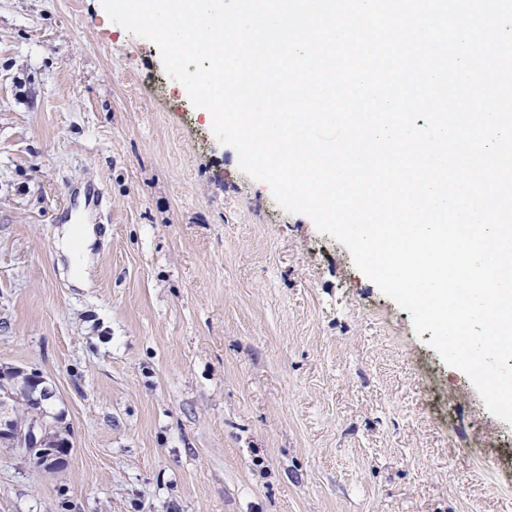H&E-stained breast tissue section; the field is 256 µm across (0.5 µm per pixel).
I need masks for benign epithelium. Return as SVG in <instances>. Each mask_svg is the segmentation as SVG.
<instances>
[{
    "instance_id": "7a95c632",
    "label": "benign epithelium",
    "mask_w": 512,
    "mask_h": 512,
    "mask_svg": "<svg viewBox=\"0 0 512 512\" xmlns=\"http://www.w3.org/2000/svg\"><path fill=\"white\" fill-rule=\"evenodd\" d=\"M54 397L55 391L36 370L9 367L0 372V441L35 457L48 471L63 467L71 448L63 437L69 428L65 414H47Z\"/></svg>"
}]
</instances>
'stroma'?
<instances>
[{
  "instance_id": "1",
  "label": "stroma",
  "mask_w": 512,
  "mask_h": 512,
  "mask_svg": "<svg viewBox=\"0 0 512 512\" xmlns=\"http://www.w3.org/2000/svg\"><path fill=\"white\" fill-rule=\"evenodd\" d=\"M190 105L100 0H0V365L72 443L0 447V512H512V425ZM69 225L63 224V234L57 242V248L69 258L70 273L76 283L88 287L92 283L94 269L93 246L97 239L95 226L84 224L81 229H72Z\"/></svg>"
}]
</instances>
